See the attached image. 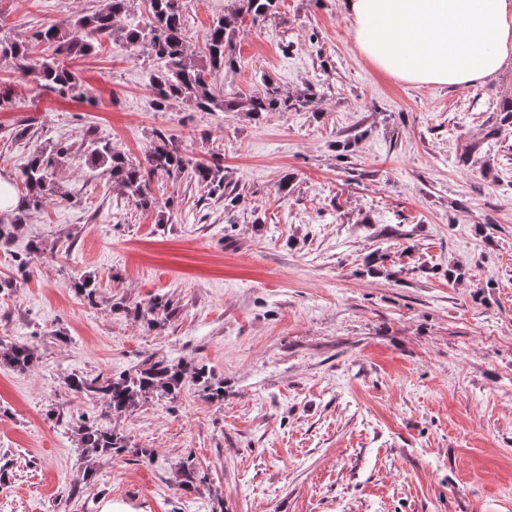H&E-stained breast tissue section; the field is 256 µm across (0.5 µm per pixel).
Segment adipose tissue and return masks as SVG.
I'll return each mask as SVG.
<instances>
[{
    "label": "adipose tissue",
    "mask_w": 512,
    "mask_h": 512,
    "mask_svg": "<svg viewBox=\"0 0 512 512\" xmlns=\"http://www.w3.org/2000/svg\"><path fill=\"white\" fill-rule=\"evenodd\" d=\"M363 58L410 83L467 87L512 61V0H344Z\"/></svg>",
    "instance_id": "ef3b65f1"
}]
</instances>
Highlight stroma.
<instances>
[{"instance_id":"stroma-1","label":"stroma","mask_w":512,"mask_h":512,"mask_svg":"<svg viewBox=\"0 0 512 512\" xmlns=\"http://www.w3.org/2000/svg\"><path fill=\"white\" fill-rule=\"evenodd\" d=\"M104 2L0 0V31L27 38ZM227 4L185 0L191 50ZM236 56L224 94L267 75L319 104L259 120L157 112L153 60L119 41L74 61L80 102L0 61L14 89L0 177L20 184L35 148H70L55 177L65 200L0 251V342L39 356L26 372L0 366V512H512V126L497 112L512 66L457 90L394 79L361 57L343 0H279L244 22ZM159 130L220 160L243 201L228 212L159 173L154 193L175 199L163 224L84 170L86 132L134 160ZM80 275L96 277V305L71 288ZM157 298L175 309L162 328L147 312ZM148 360L205 366L223 401L190 382L116 416L66 384ZM88 419L126 449L83 458ZM189 463L206 476L191 489Z\"/></svg>"}]
</instances>
